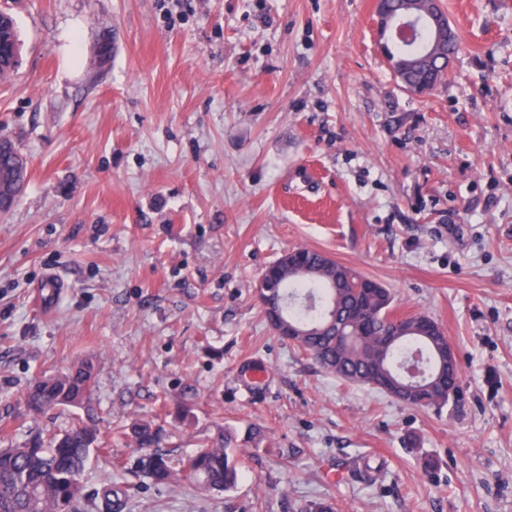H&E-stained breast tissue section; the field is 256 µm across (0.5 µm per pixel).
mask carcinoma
I'll return each mask as SVG.
<instances>
[{"instance_id":"cac0c4a2","label":"carcinoma","mask_w":512,"mask_h":512,"mask_svg":"<svg viewBox=\"0 0 512 512\" xmlns=\"http://www.w3.org/2000/svg\"><path fill=\"white\" fill-rule=\"evenodd\" d=\"M19 53L14 19L0 13V79L16 68ZM112 58V43L102 37L91 60V70L102 73ZM447 75L441 64L401 75L407 89L421 85L434 90ZM24 155L6 135L0 136V170L14 166ZM304 255V272L290 271L277 260L268 266L275 278L262 275L256 300L269 329L283 336L281 325L267 308L272 298L281 301L284 318L301 335L293 345L308 353L326 372L359 386L378 389L415 407L441 410L458 400L460 370L457 358L442 360L437 348L447 344L444 332L426 314L400 313L389 289L363 276L355 268L336 262L310 248ZM399 327L403 336L392 347L382 348L381 336ZM95 364L81 360L66 372L36 380L25 393L32 414L60 407H81L91 396ZM142 452L141 467L160 486L187 485L199 492L229 491L238 483L248 446L258 447L263 431L247 427L244 435L226 429L204 444L181 469L172 468L158 446L162 432L149 422L136 423L130 435ZM99 454L97 431L79 428L51 438L33 439L17 448H0V512H77L85 500L82 475L91 452ZM95 507L98 512H121L123 493L103 488Z\"/></svg>"}]
</instances>
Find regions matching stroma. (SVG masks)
<instances>
[{
    "label": "stroma",
    "mask_w": 512,
    "mask_h": 512,
    "mask_svg": "<svg viewBox=\"0 0 512 512\" xmlns=\"http://www.w3.org/2000/svg\"><path fill=\"white\" fill-rule=\"evenodd\" d=\"M441 6L460 50L418 96L372 0H0L22 43L0 134L28 162L0 215V448L96 426L111 456L86 498L127 485L124 512H512V0ZM297 246L433 318L459 405H405L272 336L254 292ZM79 358L90 403L28 414L30 382ZM247 363L266 379L242 386ZM140 421L176 466L223 428L265 439L203 496L146 476L121 434Z\"/></svg>",
    "instance_id": "1"
}]
</instances>
